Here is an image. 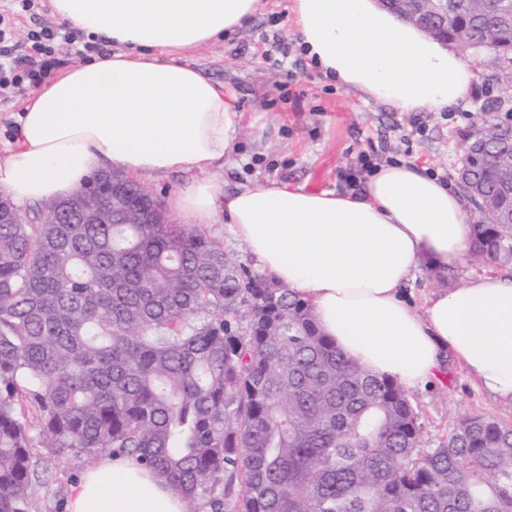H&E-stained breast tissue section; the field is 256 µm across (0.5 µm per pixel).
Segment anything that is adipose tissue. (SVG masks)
I'll list each match as a JSON object with an SVG mask.
<instances>
[{"label": "adipose tissue", "mask_w": 512, "mask_h": 512, "mask_svg": "<svg viewBox=\"0 0 512 512\" xmlns=\"http://www.w3.org/2000/svg\"><path fill=\"white\" fill-rule=\"evenodd\" d=\"M261 0H51L56 16L113 52L33 90L0 150V191L19 204L67 197L97 171L182 173L168 202L182 223L227 214L235 237L309 301L347 357L410 388L453 358L481 389L512 401V279L476 276L432 292L423 313L401 297L412 272L464 258L463 198L413 162L375 166L340 193L277 182L225 191L210 174L243 114L235 90L180 55L242 28ZM299 44L337 87L401 113L445 112L475 78L456 45L427 35L379 0H293ZM67 512H184L183 495L126 456L106 457L70 489Z\"/></svg>", "instance_id": "obj_1"}]
</instances>
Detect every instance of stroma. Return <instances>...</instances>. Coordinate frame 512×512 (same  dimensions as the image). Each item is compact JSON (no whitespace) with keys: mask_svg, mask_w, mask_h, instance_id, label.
<instances>
[{"mask_svg":"<svg viewBox=\"0 0 512 512\" xmlns=\"http://www.w3.org/2000/svg\"><path fill=\"white\" fill-rule=\"evenodd\" d=\"M292 4L293 0H261L258 13L244 27L182 58L185 65L230 84L245 116L232 152L211 173L224 189L276 181L310 191L352 190L368 176L359 162L363 155L376 165L413 161L454 182L462 146L481 121L512 123V102H496V69L488 65L485 54L474 51L468 54L476 74L469 95L447 112H393L336 87L306 59L295 35ZM276 34L284 37L288 53L276 61L265 59L267 42ZM258 107L265 109L266 122L279 129L276 145L266 151L255 143ZM450 269L452 277L444 285L451 289L481 273L467 257ZM444 285L434 271L423 267L412 274L404 295L419 314L426 297ZM407 394L420 415L424 451L436 447L464 415L486 414L512 424V402L480 390L456 363ZM25 416L32 452L49 467L32 512H66L70 488L88 465L70 451L44 446L40 413L33 405H26Z\"/></svg>","mask_w":512,"mask_h":512,"instance_id":"obj_1","label":"stroma"}]
</instances>
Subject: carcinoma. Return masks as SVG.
<instances>
[{"label": "carcinoma", "mask_w": 512, "mask_h": 512, "mask_svg": "<svg viewBox=\"0 0 512 512\" xmlns=\"http://www.w3.org/2000/svg\"><path fill=\"white\" fill-rule=\"evenodd\" d=\"M503 0H448V40L466 27L512 64ZM463 156L466 197L493 202L474 225L477 266L512 260V126L481 128ZM38 224L0 194V512H31L48 466L34 459L20 384L45 447L88 463L136 457L183 493L185 512H512V425L458 419L419 451L405 390L346 357L313 307L253 272L198 226L112 223V173ZM117 188L141 204L139 182ZM93 203L102 220L82 223Z\"/></svg>", "instance_id": "carcinoma-1"}]
</instances>
